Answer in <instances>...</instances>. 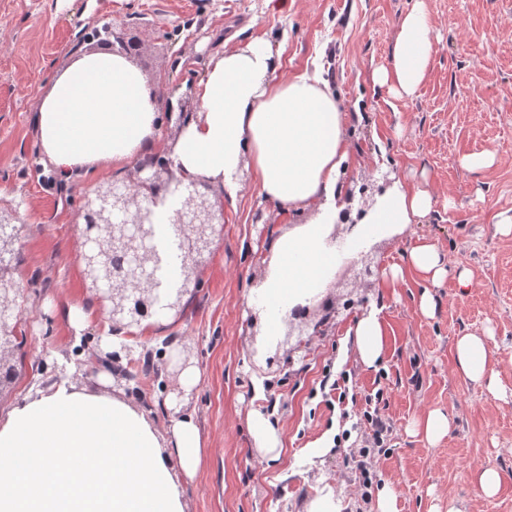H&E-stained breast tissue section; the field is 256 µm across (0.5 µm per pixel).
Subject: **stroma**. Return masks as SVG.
Segmentation results:
<instances>
[{"mask_svg": "<svg viewBox=\"0 0 512 512\" xmlns=\"http://www.w3.org/2000/svg\"><path fill=\"white\" fill-rule=\"evenodd\" d=\"M414 0H0V211L18 212L22 261L14 278L23 287L18 378L0 389V408L38 389L37 359L73 357L83 336L111 329L85 288L78 258L79 198L100 184L124 180L132 168L80 174L63 200L41 152L35 115L56 73L95 49L91 28L111 23L136 37L134 63L147 81L163 77L164 92L185 97L224 47L266 39L286 75L317 76L329 84L351 122L348 180L369 182L374 169L433 197L418 224L392 226L366 246L337 254L311 312L338 307L323 335L297 349V336H263L249 317L252 287L265 274L270 244L288 228L260 196L248 174L235 202L224 205V233L200 288L182 315L132 331L133 355L114 370L78 378V387L129 397L167 431L176 413L193 415L203 457L185 484L186 512H306L329 491L341 512H372L361 495L353 463L369 453L372 490L392 485L398 512H429L436 499H453L466 512H512V233L498 230L512 214V0H426L434 51L425 81L398 99L374 81L389 66L403 16ZM492 151L494 163L478 171L463 157ZM270 220L265 236L252 222L256 209ZM434 243L448 275L434 287L411 274L388 285L385 274L402 264L420 240ZM468 271L470 287L457 275ZM430 288L436 309L418 308ZM353 309H343L346 298ZM96 311L90 324L67 321L68 308ZM377 310L382 355L364 366L354 349L358 319ZM490 330V363L508 395L496 399L456 371L453 345L467 331ZM172 356L189 357L199 381L178 403L143 368ZM125 379H116V371ZM383 391L389 431L374 444L372 431H347L342 412H362L366 398ZM454 416L448 436L428 445L412 423L428 410ZM258 410L277 420L281 453L267 461L250 435L247 416ZM488 463L504 473L495 497L482 496L471 466Z\"/></svg>", "mask_w": 512, "mask_h": 512, "instance_id": "35a3bbf8", "label": "stroma"}]
</instances>
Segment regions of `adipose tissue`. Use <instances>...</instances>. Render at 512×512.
Masks as SVG:
<instances>
[{
    "instance_id": "obj_1",
    "label": "adipose tissue",
    "mask_w": 512,
    "mask_h": 512,
    "mask_svg": "<svg viewBox=\"0 0 512 512\" xmlns=\"http://www.w3.org/2000/svg\"><path fill=\"white\" fill-rule=\"evenodd\" d=\"M433 53L425 0H415L396 34L391 68L376 80L397 96L423 83ZM199 108L176 143L163 141L160 103L141 70L126 56L85 52L53 79L35 116L37 139L56 175L121 170L147 152L170 153L189 178L216 192L233 190L248 170L259 194L292 228L265 257V276L254 291L260 331L278 335L297 303L315 302L336 262L330 226L340 208L342 169L349 158L348 115L317 77L281 78L269 42L255 38L219 54L198 90ZM431 195L397 185L376 195L361 219L364 236L386 224L419 223ZM435 285L448 274L436 245L422 241L405 266ZM365 366L382 352L377 312L354 329ZM488 333L468 332L454 343L463 379L492 397L507 391L489 363ZM202 442L191 416L174 418L167 435L124 399L50 385L0 411V512H185L181 483L197 474Z\"/></svg>"
}]
</instances>
